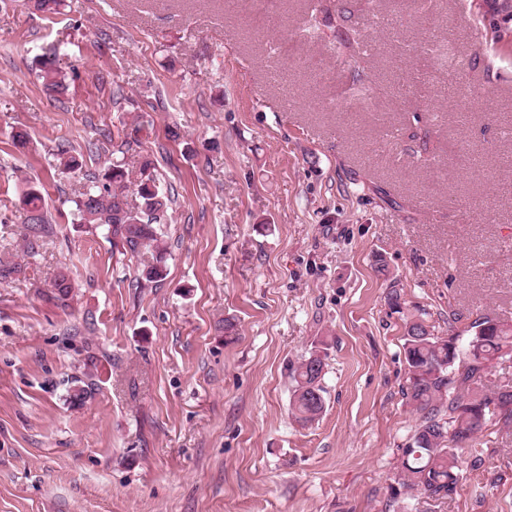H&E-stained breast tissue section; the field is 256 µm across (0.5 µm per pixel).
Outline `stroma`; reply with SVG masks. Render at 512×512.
Returning a JSON list of instances; mask_svg holds the SVG:
<instances>
[{
  "mask_svg": "<svg viewBox=\"0 0 512 512\" xmlns=\"http://www.w3.org/2000/svg\"><path fill=\"white\" fill-rule=\"evenodd\" d=\"M337 26L372 41L360 69ZM432 41L454 65L424 63ZM48 46L59 101L33 69ZM138 124L127 167L150 157L175 196L158 283L136 281L150 253L74 223L78 178L52 157L70 143L99 173L89 144ZM28 180L54 221L35 255ZM0 261L22 267L0 283V512H512L493 429L452 498L390 496L416 421L406 318L512 323V57L459 0H0ZM321 344L326 410L304 427L291 369ZM43 54L36 56V68L38 78L41 80L43 91L53 98L65 96L70 88L67 72L63 71L56 63L57 48L47 49Z\"/></svg>",
  "mask_w": 512,
  "mask_h": 512,
  "instance_id": "35a3bbf8",
  "label": "stroma"
}]
</instances>
